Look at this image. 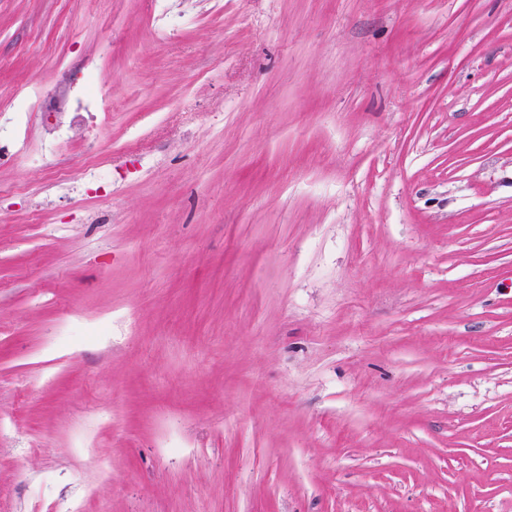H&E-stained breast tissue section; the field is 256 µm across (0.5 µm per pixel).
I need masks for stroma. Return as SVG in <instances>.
<instances>
[{
	"label": "stroma",
	"instance_id": "35a3bbf8",
	"mask_svg": "<svg viewBox=\"0 0 512 512\" xmlns=\"http://www.w3.org/2000/svg\"><path fill=\"white\" fill-rule=\"evenodd\" d=\"M33 87L0 512H512V0H0ZM74 104L69 106V112H63V118L45 132L41 142L43 151L56 153L70 139L68 130L78 123L92 122L97 118L109 97V86L100 82L97 69L91 67L85 71L83 80L73 91Z\"/></svg>",
	"mask_w": 512,
	"mask_h": 512
}]
</instances>
